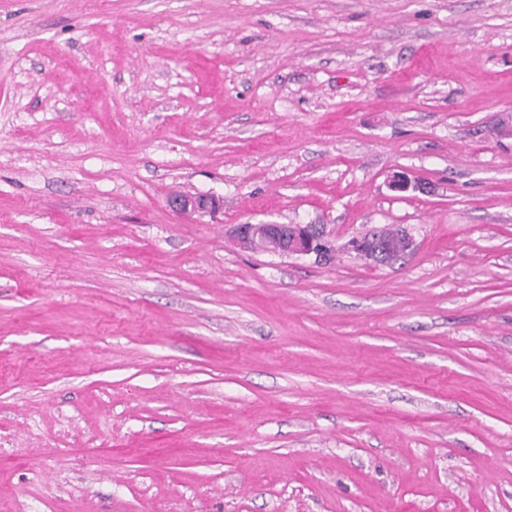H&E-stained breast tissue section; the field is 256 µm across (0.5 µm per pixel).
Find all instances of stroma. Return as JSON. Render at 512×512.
<instances>
[{"label":"stroma","mask_w":512,"mask_h":512,"mask_svg":"<svg viewBox=\"0 0 512 512\" xmlns=\"http://www.w3.org/2000/svg\"><path fill=\"white\" fill-rule=\"evenodd\" d=\"M0 512H512V0H0ZM169 207L180 214L205 215L223 206V200L212 194H175L168 201ZM322 226V224H278L275 222L236 224L232 231V237L237 240L247 235L261 242L268 238H278L283 242L280 254L314 256L320 261L326 260L329 247L335 248Z\"/></svg>","instance_id":"1"}]
</instances>
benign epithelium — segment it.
I'll return each instance as SVG.
<instances>
[{
    "mask_svg": "<svg viewBox=\"0 0 512 512\" xmlns=\"http://www.w3.org/2000/svg\"><path fill=\"white\" fill-rule=\"evenodd\" d=\"M389 186L395 191L423 192L427 190L426 183L412 179L405 172H396L390 176ZM169 207L180 214L205 215L215 212L223 206V200L212 194H176L170 197ZM250 236L264 241L268 238H278L283 242L280 251L282 255L314 256L319 260L326 259L327 249L333 246L328 234L320 224H278L266 222L259 224H237L232 231V237L239 239Z\"/></svg>",
    "mask_w": 512,
    "mask_h": 512,
    "instance_id": "benign-epithelium-1",
    "label": "benign epithelium"
}]
</instances>
